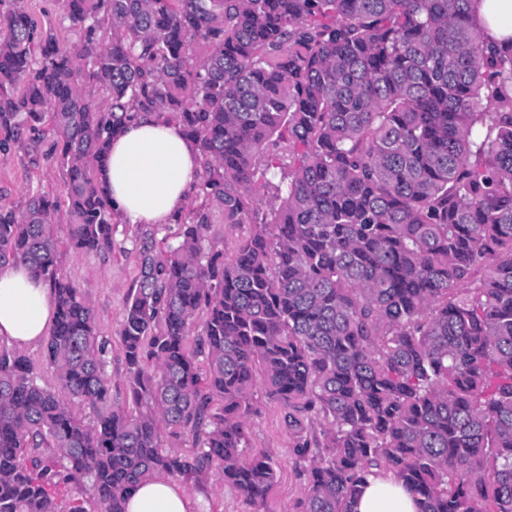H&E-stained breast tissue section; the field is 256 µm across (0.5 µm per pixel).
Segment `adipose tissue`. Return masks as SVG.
Returning <instances> with one entry per match:
<instances>
[{
    "label": "adipose tissue",
    "mask_w": 512,
    "mask_h": 512,
    "mask_svg": "<svg viewBox=\"0 0 512 512\" xmlns=\"http://www.w3.org/2000/svg\"><path fill=\"white\" fill-rule=\"evenodd\" d=\"M471 18L486 40L512 38V0H473ZM200 172L194 142L163 117L125 125L111 140L103 174L112 209L125 224H166L182 211ZM52 288L25 266L0 267V343L24 350L41 343L55 321ZM205 500L176 481L139 484L127 512H202ZM356 512H417L414 495L390 477L369 476Z\"/></svg>",
    "instance_id": "obj_1"
}]
</instances>
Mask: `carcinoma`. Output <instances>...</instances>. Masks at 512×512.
I'll return each mask as SVG.
<instances>
[{"label":"carcinoma","mask_w":512,"mask_h":512,"mask_svg":"<svg viewBox=\"0 0 512 512\" xmlns=\"http://www.w3.org/2000/svg\"><path fill=\"white\" fill-rule=\"evenodd\" d=\"M469 2L59 0L64 43L0 0V151L52 135L73 249L112 250L99 166L157 113L199 149L197 195L250 225L230 255L206 209L164 250L142 233L126 407L59 275L58 201L0 209V265L56 298L55 387L0 348V512H125L158 476L262 501L258 384L304 469L300 512H354L381 472L418 512H512V40L486 43Z\"/></svg>","instance_id":"cac0c4a2"}]
</instances>
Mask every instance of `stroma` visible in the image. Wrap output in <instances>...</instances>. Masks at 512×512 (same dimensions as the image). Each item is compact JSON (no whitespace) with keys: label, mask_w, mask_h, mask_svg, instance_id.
<instances>
[{"label":"stroma","mask_w":512,"mask_h":512,"mask_svg":"<svg viewBox=\"0 0 512 512\" xmlns=\"http://www.w3.org/2000/svg\"><path fill=\"white\" fill-rule=\"evenodd\" d=\"M63 174L53 155L51 140L35 148L14 147L0 154V208L22 209L34 194L61 195ZM140 224H117L112 250L105 254H85L68 248V226L60 224L58 236L65 253L63 277L74 282L92 302L98 330L109 341L106 371L112 380V400L125 404L127 374L119 337L124 308L138 282L136 244L143 232ZM255 411L249 419L248 453L269 457L277 471V481L261 502L251 501L243 492L217 481L203 484L210 512H298L305 477L291 455V440L283 423L280 403L268 399L263 390L254 395Z\"/></svg>","instance_id":"35a3bbf8"}]
</instances>
